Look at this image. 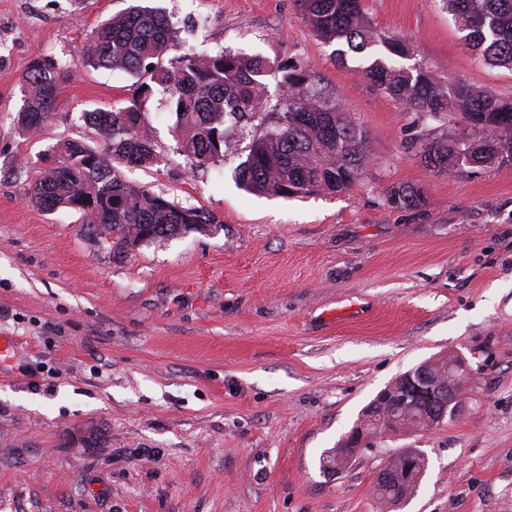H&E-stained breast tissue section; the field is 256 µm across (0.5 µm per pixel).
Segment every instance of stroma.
I'll use <instances>...</instances> for the list:
<instances>
[{
    "label": "stroma",
    "mask_w": 512,
    "mask_h": 512,
    "mask_svg": "<svg viewBox=\"0 0 512 512\" xmlns=\"http://www.w3.org/2000/svg\"><path fill=\"white\" fill-rule=\"evenodd\" d=\"M177 40L271 63L270 103L295 66L366 131L352 188L291 198L235 182L249 141L220 162L180 154L176 117L147 104L159 161L127 179L220 222L113 254L72 210L29 199L60 140L136 94L122 71L76 64L92 30L130 0H0V512H380L379 470L420 449L425 475L397 512H512V161L440 173L421 155L455 117L433 119L338 62L302 0H148ZM412 64L512 97L439 0H362ZM62 63L41 134L17 122L33 60ZM418 190L414 206L391 188ZM467 366L461 414L363 449L341 473L321 460L367 405L425 361Z\"/></svg>",
    "instance_id": "35a3bbf8"
}]
</instances>
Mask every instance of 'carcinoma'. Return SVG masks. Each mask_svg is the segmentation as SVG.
<instances>
[{
  "label": "carcinoma",
  "mask_w": 512,
  "mask_h": 512,
  "mask_svg": "<svg viewBox=\"0 0 512 512\" xmlns=\"http://www.w3.org/2000/svg\"><path fill=\"white\" fill-rule=\"evenodd\" d=\"M458 32L484 64L512 70V0H441ZM316 35L336 45L340 63L348 53L356 69L379 90L427 116L453 114L462 129L423 150L425 164L439 172L491 167L512 161V99L474 84L444 82L418 66L400 39L381 35L369 23L361 0H304ZM175 31L158 9L132 5L115 13L91 34L79 62L92 68L123 70L136 79L137 95L126 108L86 113L101 141L92 146L59 140L50 146L56 165L42 170L30 198L39 208H69L82 214L92 236L114 253L210 226L216 217L192 205L171 201L126 180L121 168L157 162L145 120V104L157 93L175 113L176 139L182 153L199 167L224 157L231 134L249 131L246 160L237 173L245 190L291 197L310 192L343 193L362 175L369 158L367 136L348 120L339 99L291 68L283 77L278 108L271 109L264 76L270 68L260 55L224 49L199 55L185 50L168 56ZM62 65L34 60L24 76V105L17 122L39 134L61 93ZM392 204L411 206L418 194L409 187L390 191ZM440 376L464 367L458 356L432 362ZM429 428L415 408L387 413L376 402L365 410L357 430L396 434ZM415 477L402 462L393 464L390 486L405 493Z\"/></svg>",
  "instance_id": "1"
}]
</instances>
